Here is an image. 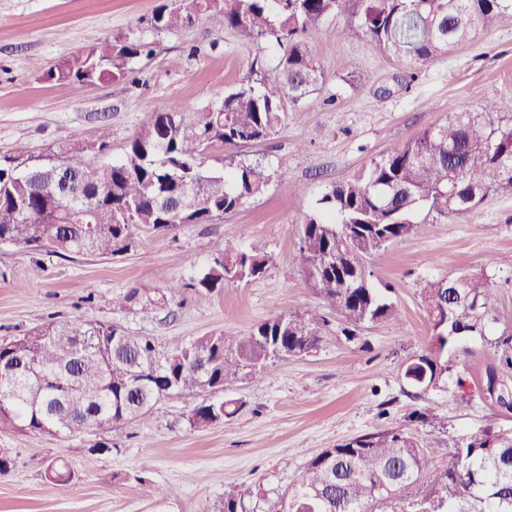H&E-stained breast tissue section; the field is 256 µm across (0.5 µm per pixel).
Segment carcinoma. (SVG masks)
Instances as JSON below:
<instances>
[{"label": "carcinoma", "mask_w": 512, "mask_h": 512, "mask_svg": "<svg viewBox=\"0 0 512 512\" xmlns=\"http://www.w3.org/2000/svg\"><path fill=\"white\" fill-rule=\"evenodd\" d=\"M357 27L384 56L410 67L424 65L470 40L479 28L512 17V0H357ZM345 0H164L152 17L157 31L189 27L212 12L224 25L247 37H271L285 48L270 76L248 77L201 112H185L173 102L161 104L129 142L125 157L109 163L99 185L85 182L88 148L69 143L54 155L65 165L72 186L55 207L44 190L51 173L27 177L19 165L32 154L19 149L0 163V241L52 254L111 257L131 249L140 232L167 224H203L235 212L262 194L273 178L259 164H239L231 173L203 169L215 146H237L278 131L288 112L320 89L322 72L311 51L326 34L328 18L342 12ZM152 53L151 43L116 36L85 54L46 72L60 81L96 84L123 79L133 62ZM193 196L174 210L168 201L182 197L184 182ZM512 189V115L492 101L480 112H454L448 121L424 130L403 147L372 163L364 180L334 185L318 200L301 230L300 259L307 279L357 329L366 323H400L397 307L353 268L389 245L416 232L420 207L440 216L474 209L493 191ZM343 252L340 272L313 275L323 257ZM271 258L224 242L212 264L195 280L182 283L163 273L166 293L134 288L115 300L119 308L165 304L189 288L203 298L229 277L249 282L264 275ZM424 300L432 329L427 349L406 365L427 370L426 382L407 380L423 391L444 385L453 365L450 353L464 336L483 335L493 293L460 288L453 295L444 279L428 282ZM325 316L306 312L275 316L248 336L215 331L166 356L152 339L119 332L113 324L73 319L51 322L32 334L0 343V419L15 420L34 434L51 427L74 436L93 430V418L106 425L142 424L159 401L190 402L205 386L224 385L246 368L265 372L279 352L313 350L322 341ZM497 365L487 373L488 391L512 369V334L495 345ZM234 416L233 401L194 406L188 422L205 427L212 407ZM427 491H418L426 465L423 446L408 431L391 427L325 448L306 464L296 484L276 498L261 488L224 496L220 512H251L257 497L262 512H376L377 507L411 494L418 512H512V433L491 424L456 442ZM73 479L65 461L46 471L56 486Z\"/></svg>", "instance_id": "carcinoma-1"}]
</instances>
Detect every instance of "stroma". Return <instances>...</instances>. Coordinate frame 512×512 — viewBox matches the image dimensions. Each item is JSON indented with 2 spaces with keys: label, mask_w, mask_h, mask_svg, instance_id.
<instances>
[{
  "label": "stroma",
  "mask_w": 512,
  "mask_h": 512,
  "mask_svg": "<svg viewBox=\"0 0 512 512\" xmlns=\"http://www.w3.org/2000/svg\"><path fill=\"white\" fill-rule=\"evenodd\" d=\"M159 3L0 0V156L19 143L40 155L79 141L90 145L92 165L119 161L161 103L200 111L251 73H271L282 53L269 39L225 27L218 13L155 31L150 20ZM118 35L154 45L152 56L134 62L135 80L90 85L47 77ZM312 53L324 79L301 111L267 139L206 156L211 170L240 161L268 165L273 179L263 194L207 224L138 234L131 250L109 259L0 244V339L80 318L153 337L166 354L211 331L246 336L271 317L317 309L328 318L319 349L246 379H226L221 393L201 392L200 403L240 405L234 417L207 428H191L177 399L156 405L146 433L123 424L56 437L0 420V450L14 460L0 474V512H217L226 493L256 484L277 496L321 449L387 427L409 429L425 446L427 486L455 440L487 419L512 432V411L486 391L495 342L512 330V267L502 263L512 254V189L461 215L418 211L417 234L369 259L370 280L398 307L400 324L369 323L347 339L344 319L298 262L304 218L327 187L365 177L372 160L444 123L449 108L477 112L493 100L512 113V17L416 71L386 59L358 32L323 37ZM104 128L108 147L98 152ZM228 240L271 256L266 273L203 299L186 294L160 308H113V299L131 289L162 288L157 271L185 282L198 277ZM474 274L495 294L493 322L486 335L465 338L457 357L471 394L462 406L448 391L410 386L404 365L430 341L426 283ZM427 410L434 419L419 421ZM58 459L74 480L54 488L45 473ZM157 485L163 498L153 494Z\"/></svg>",
  "instance_id": "obj_1"
}]
</instances>
